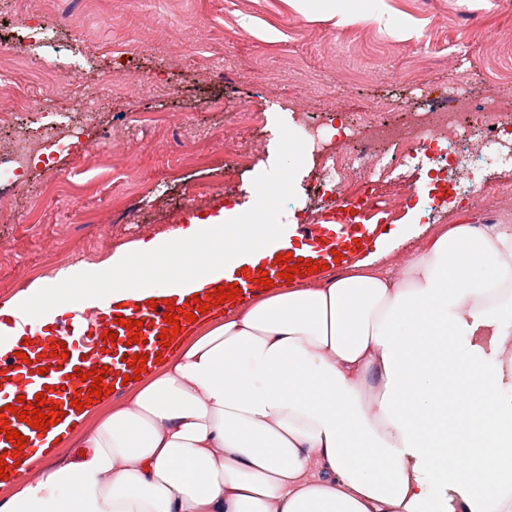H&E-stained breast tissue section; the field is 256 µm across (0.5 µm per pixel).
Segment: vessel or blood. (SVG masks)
Returning <instances> with one entry per match:
<instances>
[{
	"label": "vessel or blood",
	"mask_w": 512,
	"mask_h": 512,
	"mask_svg": "<svg viewBox=\"0 0 512 512\" xmlns=\"http://www.w3.org/2000/svg\"><path fill=\"white\" fill-rule=\"evenodd\" d=\"M384 233L382 218L364 213L347 219L334 215L329 223L306 224L298 228L283 224L276 235L282 241L280 254L289 253L318 264L317 272L302 276L303 282L313 283L325 277L327 272L350 267ZM280 272L278 262L271 259L251 266L245 276L227 272L219 284L203 279L193 287L185 288L173 281L167 288L152 291L150 298L132 304L122 307L113 304L105 310L85 308L72 318L59 322L54 330L45 332L35 343L23 346L22 357L0 358V371L6 376L5 381L0 382V408L16 404L18 396L31 401L42 393L47 400L58 403L60 411L72 413V400L84 399L91 390L89 382L78 380V373L101 368L107 371L104 385L113 386L115 393H124L123 376L129 371L128 358L137 354L153 360L162 351L160 334L165 326L163 315L168 304L181 307L187 299H201L205 294L214 293L216 286H239L235 299L212 307V314L221 315L265 295L260 276L274 280ZM139 319L145 320L147 327L140 343L136 344L131 342L125 323ZM107 331L114 333V340L104 339L103 334ZM60 341L64 342L67 353L63 359L48 353L51 344ZM7 420L9 427L21 432L27 442L22 451H15L12 442L6 441L4 433L0 432V457L10 468L19 459L38 465L39 430L19 422L13 414L8 415Z\"/></svg>",
	"instance_id": "b4317fda"
}]
</instances>
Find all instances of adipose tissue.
I'll list each match as a JSON object with an SVG mask.
<instances>
[{
	"label": "adipose tissue",
	"mask_w": 512,
	"mask_h": 512,
	"mask_svg": "<svg viewBox=\"0 0 512 512\" xmlns=\"http://www.w3.org/2000/svg\"><path fill=\"white\" fill-rule=\"evenodd\" d=\"M347 24L368 0H295ZM164 239L135 242L66 275L58 303L46 280L0 301L30 326L59 309L137 298L136 262L180 284L223 277L261 258L270 197ZM396 239L381 238L353 271L281 285L218 323L192 327L133 386V401L100 419L65 464L16 490L0 512H512V226L446 224L401 277L375 270ZM376 380V396L362 385Z\"/></svg>",
	"instance_id": "adipose-tissue-1"
}]
</instances>
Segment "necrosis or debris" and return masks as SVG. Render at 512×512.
<instances>
[{
  "instance_id": "4bbe7bcc",
  "label": "necrosis or debris",
  "mask_w": 512,
  "mask_h": 512,
  "mask_svg": "<svg viewBox=\"0 0 512 512\" xmlns=\"http://www.w3.org/2000/svg\"><path fill=\"white\" fill-rule=\"evenodd\" d=\"M361 138L346 134L330 145L319 136L317 127L301 123L302 140L314 143L315 157L322 175L312 183L313 195L327 209L397 210L408 207L414 197L411 187H401L389 195L378 191L377 169L384 165L403 166L431 147L463 153L465 160L489 162L497 159L495 146L501 131L512 126V114L499 111L495 100L472 109L465 95H458L448 107L434 112L406 113L401 123L387 121L385 113H361Z\"/></svg>"
}]
</instances>
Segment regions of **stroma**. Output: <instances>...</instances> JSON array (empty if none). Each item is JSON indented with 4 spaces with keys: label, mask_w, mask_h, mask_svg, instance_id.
I'll return each mask as SVG.
<instances>
[{
    "label": "stroma",
    "mask_w": 512,
    "mask_h": 512,
    "mask_svg": "<svg viewBox=\"0 0 512 512\" xmlns=\"http://www.w3.org/2000/svg\"><path fill=\"white\" fill-rule=\"evenodd\" d=\"M373 8L391 26L339 25L289 0H0V110L14 115L0 144L26 137L46 114L66 142L54 148L55 131H44L40 159L19 180L0 181V296L48 277L66 298L59 271L161 239L194 216L250 208V186L282 171L299 111L333 144L369 106H448L462 71L473 105L493 96L512 112V0H375ZM38 23L49 41L12 57L17 34ZM19 99L30 111H15ZM333 99L342 109L328 120ZM243 109L260 110L259 123L239 126ZM243 153L251 159L242 165ZM320 172L302 152L275 223L316 222L322 209L305 188ZM454 184L451 165L428 159L382 175V191L415 190L389 226L420 233L380 268L402 273L425 236L468 207L441 204ZM49 251L56 263L40 265Z\"/></svg>",
    "instance_id": "stroma-1"
}]
</instances>
